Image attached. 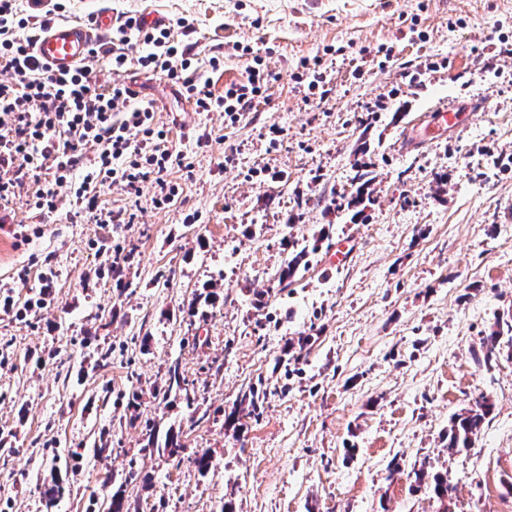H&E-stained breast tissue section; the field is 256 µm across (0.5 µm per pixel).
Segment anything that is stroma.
Returning a JSON list of instances; mask_svg holds the SVG:
<instances>
[{
	"label": "stroma",
	"mask_w": 512,
	"mask_h": 512,
	"mask_svg": "<svg viewBox=\"0 0 512 512\" xmlns=\"http://www.w3.org/2000/svg\"><path fill=\"white\" fill-rule=\"evenodd\" d=\"M20 7L35 36L45 21L86 24L101 8L155 12L215 94L257 56L269 84L233 123L129 67L119 78L152 101L166 148L184 156L169 175L175 200L156 206L149 181L136 197L104 186L105 207L132 216L110 231L74 217L66 185L51 213L31 206L29 184L0 206V234L13 241L0 245V284L15 301L0 309V441L12 450L0 455V512H41L57 475L70 492L55 512H105L116 486L142 512H219L227 500L236 512H512V358L480 362L496 318H512V0ZM304 60L325 95L298 78ZM476 98L461 128L401 148L438 100ZM362 166L372 201L358 216L339 200ZM319 232L321 249L279 290L286 240ZM340 240L350 258L332 269L325 258ZM210 292L206 316H190ZM307 336L305 356L284 362ZM103 348L112 355L101 368ZM175 362L202 421L156 395ZM252 383L268 397L234 431L224 414ZM483 395L489 421L472 448L450 452V418ZM153 427L178 433L180 465L143 455ZM99 436L109 449L97 457ZM202 453L213 459L203 475L192 463ZM420 468L447 474V501L415 483Z\"/></svg>",
	"instance_id": "1"
}]
</instances>
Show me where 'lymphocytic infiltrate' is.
<instances>
[{
	"instance_id": "obj_1",
	"label": "lymphocytic infiltrate",
	"mask_w": 512,
	"mask_h": 512,
	"mask_svg": "<svg viewBox=\"0 0 512 512\" xmlns=\"http://www.w3.org/2000/svg\"><path fill=\"white\" fill-rule=\"evenodd\" d=\"M25 22L17 0H0V69L11 73L0 81V201L12 199L25 182H32L33 204L42 212L56 208L57 189L72 186L75 216L87 215L99 224H121L122 213L101 206L98 191L120 185L131 195L153 180L154 203L164 206L179 193L169 180L181 155L163 149L167 132L156 125L151 106L138 103L137 91L124 82L102 88L89 77L87 66L56 72L33 55L32 38L20 37ZM137 41L148 50L129 58L125 45ZM90 60H106L113 71L137 65L144 73L182 86L196 111H224L230 120L250 111L261 97L268 74L255 64L244 80L214 94L210 83L193 67L188 47L179 45L166 28L145 27L127 19L108 42L92 46Z\"/></svg>"
}]
</instances>
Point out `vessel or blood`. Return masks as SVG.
Instances as JSON below:
<instances>
[{
	"label": "vessel or blood",
	"instance_id": "obj_1",
	"mask_svg": "<svg viewBox=\"0 0 512 512\" xmlns=\"http://www.w3.org/2000/svg\"><path fill=\"white\" fill-rule=\"evenodd\" d=\"M111 11H97L91 22H53L44 26L35 38L32 49L36 58L50 69L66 71L76 68L88 55L97 35L111 29ZM462 111L454 102L439 100L429 108L423 119L425 129L436 138L454 131L462 123Z\"/></svg>",
	"mask_w": 512,
	"mask_h": 512
}]
</instances>
